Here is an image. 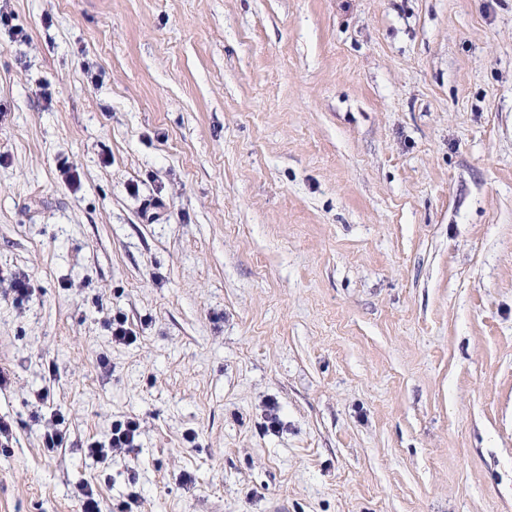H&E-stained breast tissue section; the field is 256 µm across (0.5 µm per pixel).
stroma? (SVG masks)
Returning a JSON list of instances; mask_svg holds the SVG:
<instances>
[{
  "mask_svg": "<svg viewBox=\"0 0 512 512\" xmlns=\"http://www.w3.org/2000/svg\"><path fill=\"white\" fill-rule=\"evenodd\" d=\"M0 370V512H512V0H10ZM140 423L135 417H126L112 425V435L106 443H92L88 448L89 455L97 462L105 464L114 454L125 452L136 446Z\"/></svg>",
  "mask_w": 512,
  "mask_h": 512,
  "instance_id": "1",
  "label": "stroma"
}]
</instances>
